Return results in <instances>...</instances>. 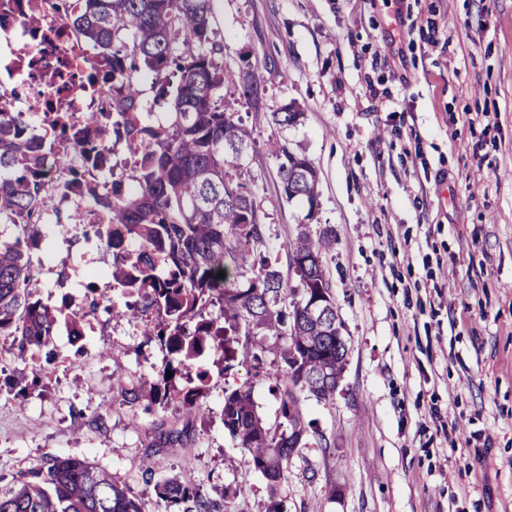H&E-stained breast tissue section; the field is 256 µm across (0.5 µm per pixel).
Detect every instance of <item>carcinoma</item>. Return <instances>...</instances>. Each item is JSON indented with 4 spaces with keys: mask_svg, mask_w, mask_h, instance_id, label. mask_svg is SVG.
<instances>
[{
    "mask_svg": "<svg viewBox=\"0 0 512 512\" xmlns=\"http://www.w3.org/2000/svg\"><path fill=\"white\" fill-rule=\"evenodd\" d=\"M212 2L28 0L31 28L47 14L58 17L88 48L83 65L112 74L102 112L112 123V154L121 144L126 158L112 165L108 189L95 173L72 169L70 154L62 151L59 181L48 185L43 149L17 132L30 118L0 104V223L18 230L14 240L0 241V335L13 337L21 355L43 349L61 320L79 335L84 316L34 297L31 251L38 246L34 228L45 220L46 192L81 184L85 203L110 219L95 233L112 248V288L125 298L123 306L112 305V317L143 323V334L167 353L165 372L187 382L179 388L165 377L161 384L128 388L120 379L121 397L128 403L146 397L155 405L175 400L197 416L209 372L193 369V360L212 351L222 374L236 361H251L255 376L268 377L265 355L274 353L280 422L273 426L261 417L250 388L240 385L224 389V429L247 465L276 487L288 480L297 453L288 446V427L312 431L302 396L320 403L334 398L348 348L337 339L336 309L310 310L331 291L323 260L328 232L300 225L283 245L281 263L271 247L275 229L262 222L241 179L253 130L225 111L222 91L232 87L250 100L259 88L250 73L238 76L214 62L224 45L212 27ZM143 67L154 75L156 100L169 106L168 121L143 120L136 79ZM301 116L289 104L269 121L288 126ZM272 155L286 200L314 204L318 176L310 161L279 143ZM241 336L247 337L243 345ZM269 336L271 349L263 343ZM144 473L146 493L177 512H241L205 495L192 475L156 480L149 466ZM0 512H143V502L89 459L58 456L0 487Z\"/></svg>",
    "mask_w": 512,
    "mask_h": 512,
    "instance_id": "obj_1",
    "label": "carcinoma"
}]
</instances>
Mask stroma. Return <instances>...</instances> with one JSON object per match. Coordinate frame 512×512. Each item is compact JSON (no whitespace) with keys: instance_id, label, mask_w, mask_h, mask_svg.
Returning <instances> with one entry per match:
<instances>
[{"instance_id":"35a3bbf8","label":"stroma","mask_w":512,"mask_h":512,"mask_svg":"<svg viewBox=\"0 0 512 512\" xmlns=\"http://www.w3.org/2000/svg\"><path fill=\"white\" fill-rule=\"evenodd\" d=\"M224 89L253 125L244 179L279 243L327 231L324 263L349 353L334 399L307 398L309 436L270 490L224 430L225 385H248L275 422L268 378L221 375L204 413L121 401L118 380H161L165 352L136 322L90 307L98 238L47 222L32 253L43 303H85L80 339L58 325L35 371L0 336V486L56 456L85 457L147 495L144 468L188 473L245 512H512V0H214ZM296 104L297 125L265 114ZM276 143L305 155L316 206L281 193ZM180 442L154 447L158 430Z\"/></svg>"}]
</instances>
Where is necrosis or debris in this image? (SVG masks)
I'll list each match as a JSON object with an SVG mask.
<instances>
[{
    "label": "necrosis or debris",
    "mask_w": 512,
    "mask_h": 512,
    "mask_svg": "<svg viewBox=\"0 0 512 512\" xmlns=\"http://www.w3.org/2000/svg\"><path fill=\"white\" fill-rule=\"evenodd\" d=\"M0 11V76L13 79L8 102L11 111L41 115L44 123L67 124L71 138L95 134L104 146L112 144V127L100 120L99 85L81 81L58 91L54 75L61 64L77 66L85 49L74 42L59 19H51L41 36L27 25V0H10Z\"/></svg>",
    "instance_id": "obj_1"
}]
</instances>
